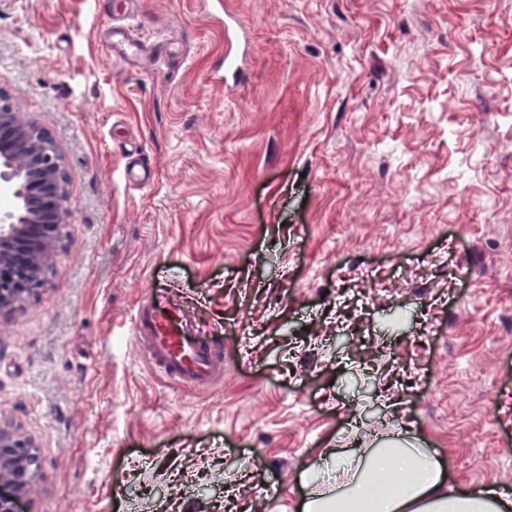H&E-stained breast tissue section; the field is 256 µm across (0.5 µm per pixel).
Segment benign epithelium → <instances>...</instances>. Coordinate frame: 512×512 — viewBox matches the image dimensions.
<instances>
[{
    "label": "benign epithelium",
    "instance_id": "benign-epithelium-1",
    "mask_svg": "<svg viewBox=\"0 0 512 512\" xmlns=\"http://www.w3.org/2000/svg\"><path fill=\"white\" fill-rule=\"evenodd\" d=\"M0 183L17 195L0 215V314L41 294L51 258L69 236L66 168L49 136L0 93ZM41 459L20 427L0 424V512H31Z\"/></svg>",
    "mask_w": 512,
    "mask_h": 512
}]
</instances>
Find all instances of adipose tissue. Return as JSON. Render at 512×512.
Masks as SVG:
<instances>
[{
    "label": "adipose tissue",
    "mask_w": 512,
    "mask_h": 512,
    "mask_svg": "<svg viewBox=\"0 0 512 512\" xmlns=\"http://www.w3.org/2000/svg\"><path fill=\"white\" fill-rule=\"evenodd\" d=\"M391 475L398 478L396 488L380 491ZM347 499L362 503L367 512H512L508 495L449 486L444 469L426 449L402 445L351 451L332 486L312 487L303 512H334Z\"/></svg>",
    "instance_id": "adipose-tissue-1"
}]
</instances>
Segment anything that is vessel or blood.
<instances>
[{"label":"vessel or blood","instance_id":"1","mask_svg":"<svg viewBox=\"0 0 512 512\" xmlns=\"http://www.w3.org/2000/svg\"><path fill=\"white\" fill-rule=\"evenodd\" d=\"M211 16L224 27V53L210 71L212 83L236 86L242 74L246 44L231 14L224 10V0H208ZM128 0H114L112 42L108 49L119 61L141 51L120 21L128 14ZM132 334L148 361L164 377L206 389L218 377V353L210 344L201 342L184 309L171 299L168 290L154 289L139 305L133 321Z\"/></svg>","mask_w":512,"mask_h":512}]
</instances>
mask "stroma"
<instances>
[{
	"mask_svg": "<svg viewBox=\"0 0 512 512\" xmlns=\"http://www.w3.org/2000/svg\"><path fill=\"white\" fill-rule=\"evenodd\" d=\"M227 2L229 91L203 0H138L175 47L149 68L98 48L112 0H0V91L72 204L46 290L0 316L32 512H300L313 466L392 441L512 494V0ZM154 288L216 346L212 387L135 344ZM207 3L212 6L211 17L219 20L224 27V54L212 67L209 77L216 85L225 88L235 87L242 74L246 43L243 41L238 23L224 10V1L208 0Z\"/></svg>",
	"mask_w": 512,
	"mask_h": 512,
	"instance_id": "stroma-1",
	"label": "stroma"
}]
</instances>
